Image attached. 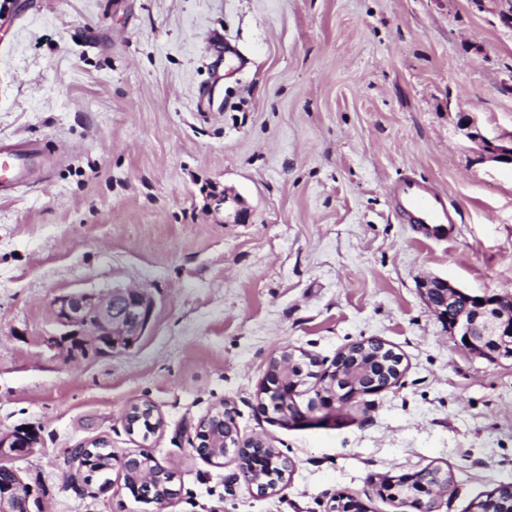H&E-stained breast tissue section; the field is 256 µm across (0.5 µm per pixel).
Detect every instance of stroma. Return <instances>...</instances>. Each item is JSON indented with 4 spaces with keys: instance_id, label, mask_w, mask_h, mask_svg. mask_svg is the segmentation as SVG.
I'll use <instances>...</instances> for the list:
<instances>
[{
    "instance_id": "obj_1",
    "label": "stroma",
    "mask_w": 512,
    "mask_h": 512,
    "mask_svg": "<svg viewBox=\"0 0 512 512\" xmlns=\"http://www.w3.org/2000/svg\"><path fill=\"white\" fill-rule=\"evenodd\" d=\"M0 19V140L61 156L47 182L0 198V437L41 512H413L386 476L452 473L436 512H475L512 482V358L458 344L427 307L424 276L512 296V165L484 159L462 114L512 133V0H10ZM238 58L215 67L209 47ZM428 180L458 211L454 239H421L388 188ZM252 211L228 224L203 186ZM141 288L154 301L130 349L49 348L53 300ZM377 339L396 384L311 420L263 413L282 351L319 369ZM150 402L163 424L128 430ZM229 405L240 436L289 463L258 493L234 450L200 455L196 428ZM102 439L173 474L165 505L135 501L120 473L84 482L74 448Z\"/></svg>"
}]
</instances>
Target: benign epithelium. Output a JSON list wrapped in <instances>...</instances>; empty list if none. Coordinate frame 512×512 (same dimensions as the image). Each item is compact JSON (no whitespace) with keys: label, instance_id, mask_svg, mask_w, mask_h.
Instances as JSON below:
<instances>
[{"label":"benign epithelium","instance_id":"obj_1","mask_svg":"<svg viewBox=\"0 0 512 512\" xmlns=\"http://www.w3.org/2000/svg\"><path fill=\"white\" fill-rule=\"evenodd\" d=\"M459 126L467 130V137L476 142L483 156L491 161L512 163V139L499 136L489 139L481 134L469 115L460 118ZM210 205L216 211L224 210V223L248 224L251 209L233 189L214 190L208 194ZM420 288L426 304L448 326L449 332L460 337V342L469 351L482 358H494L505 350H512V312L507 319L493 318L486 313L488 301L502 300L499 295L477 296L451 284L440 277L421 280ZM154 303L142 289H112L107 292H78L61 295L53 302V319L65 328L60 335L50 336L47 343L55 349H67L85 354H110L132 347L143 336L153 314ZM350 374L364 378L365 393L371 394L389 388L396 379H378L375 375L348 367ZM294 387L280 376L269 374L262 393L267 400L260 403L262 410L275 411L279 421L294 426L304 423L308 415L298 412L291 417L287 406L293 404L291 394ZM215 413L224 420V447L257 448L265 445L257 438L242 439L237 433L232 413L220 406ZM31 439L23 432L0 438V456L18 455L22 448L30 447ZM0 512H29V498L20 496L15 487L0 489Z\"/></svg>","mask_w":512,"mask_h":512}]
</instances>
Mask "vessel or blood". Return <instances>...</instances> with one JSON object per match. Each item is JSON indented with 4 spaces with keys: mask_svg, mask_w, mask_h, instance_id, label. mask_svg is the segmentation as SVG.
Masks as SVG:
<instances>
[{
    "mask_svg": "<svg viewBox=\"0 0 512 512\" xmlns=\"http://www.w3.org/2000/svg\"><path fill=\"white\" fill-rule=\"evenodd\" d=\"M54 153L38 141L0 143V194L15 193L35 180ZM394 209L423 237L444 241L452 239L458 212L445 193L431 183L407 175L391 189Z\"/></svg>",
    "mask_w": 512,
    "mask_h": 512,
    "instance_id": "b4317fda",
    "label": "vessel or blood"
}]
</instances>
